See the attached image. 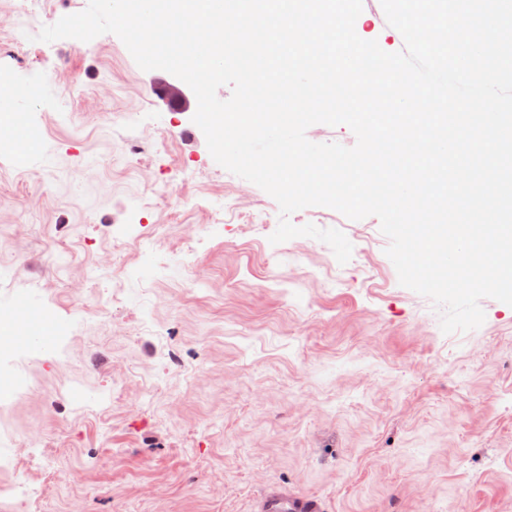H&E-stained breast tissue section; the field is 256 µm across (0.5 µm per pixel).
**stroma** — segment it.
<instances>
[{
    "label": "stroma",
    "instance_id": "35a3bbf8",
    "mask_svg": "<svg viewBox=\"0 0 512 512\" xmlns=\"http://www.w3.org/2000/svg\"><path fill=\"white\" fill-rule=\"evenodd\" d=\"M26 4L0 0V89L36 87L11 106L31 146L0 138V310L31 295L50 342L0 358L28 381L0 400V460L56 476L0 467L23 487L0 512H256L270 486L326 512H512V307L443 333L374 216L291 214L342 231L344 264L272 244L277 202L214 161L196 97L169 105V72L111 33L23 40Z\"/></svg>",
    "mask_w": 512,
    "mask_h": 512
}]
</instances>
